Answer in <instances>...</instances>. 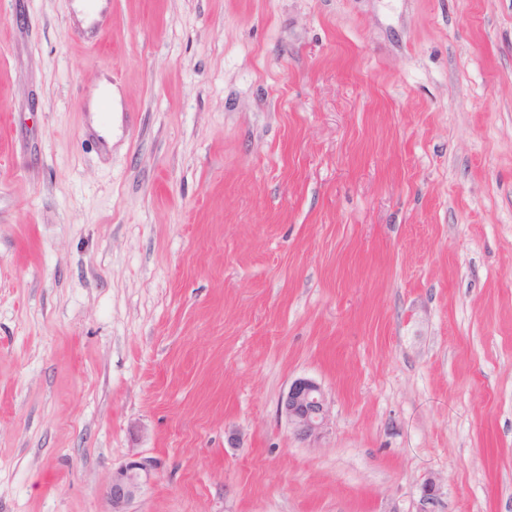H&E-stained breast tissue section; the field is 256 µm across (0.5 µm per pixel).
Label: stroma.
<instances>
[{"instance_id": "stroma-1", "label": "stroma", "mask_w": 512, "mask_h": 512, "mask_svg": "<svg viewBox=\"0 0 512 512\" xmlns=\"http://www.w3.org/2000/svg\"><path fill=\"white\" fill-rule=\"evenodd\" d=\"M74 2L0 0V512H512V0ZM278 412L294 437L302 442L320 437L328 420L326 396L322 387L309 378H299L279 403ZM154 465L148 460L131 459L112 469L108 478L110 512H128L127 507L152 476Z\"/></svg>"}]
</instances>
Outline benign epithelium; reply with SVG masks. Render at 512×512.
Listing matches in <instances>:
<instances>
[{
    "label": "benign epithelium",
    "mask_w": 512,
    "mask_h": 512,
    "mask_svg": "<svg viewBox=\"0 0 512 512\" xmlns=\"http://www.w3.org/2000/svg\"><path fill=\"white\" fill-rule=\"evenodd\" d=\"M278 412L294 437L302 442L320 437L328 420L326 396L322 387L309 378H299L289 387L279 403ZM154 465L148 460L131 459L112 470L108 478L111 512H128L127 507L152 476ZM440 486L428 479L424 486L418 512H436Z\"/></svg>",
    "instance_id": "benign-epithelium-1"
}]
</instances>
